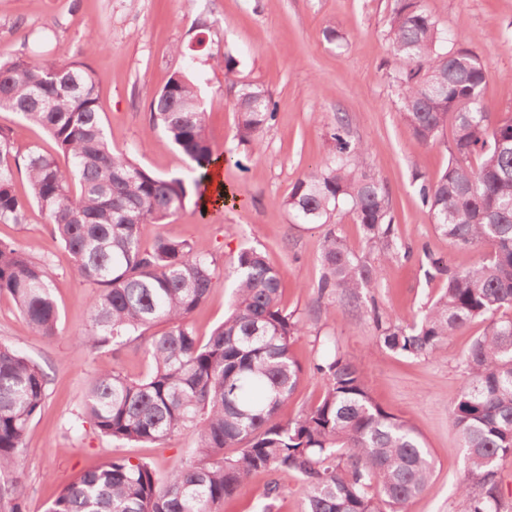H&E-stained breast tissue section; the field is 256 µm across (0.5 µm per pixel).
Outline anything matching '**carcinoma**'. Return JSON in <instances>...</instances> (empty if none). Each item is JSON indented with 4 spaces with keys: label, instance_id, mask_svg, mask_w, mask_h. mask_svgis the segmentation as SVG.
Returning <instances> with one entry per match:
<instances>
[{
    "label": "carcinoma",
    "instance_id": "carcinoma-1",
    "mask_svg": "<svg viewBox=\"0 0 512 512\" xmlns=\"http://www.w3.org/2000/svg\"><path fill=\"white\" fill-rule=\"evenodd\" d=\"M387 38L407 63L395 95L417 140L433 144L453 123L448 166L420 184L422 203L438 234L480 256L459 270L425 254V274L442 282L440 294L407 324L374 315L378 340L398 355L428 357L456 332L485 323L460 357L467 382L450 417L466 448L457 487L466 512H498L495 463L512 455V114L498 115L485 102V67L465 47L472 37L439 28L423 0H396ZM216 64L236 93L238 140L258 151L275 102L264 88L237 79L231 53ZM96 86L83 63L24 54L0 61V110L42 127L69 160L63 168L37 147L22 151L0 127V223H25L35 205L73 256L92 288L78 345L96 353L130 336L145 338L148 375L131 379L99 368L87 384L83 417L117 442L158 447L189 433L195 448L163 484L151 463L113 457L66 484L46 512H216L253 475L281 470L300 476L304 512H406L433 477L430 449L413 424L375 402L360 368L336 345L316 367L326 381L321 401L294 420H277L301 380L291 346L303 325L282 307V276L263 252L238 251L229 272L231 312L202 340L189 317L213 287V261L184 241L160 236L142 244L141 225L164 222L191 199L203 208L215 151L197 79L174 73L150 103L149 131L161 130L191 162L188 179L157 175L112 148ZM347 133L346 116H336L332 156L299 178L283 205L300 224L329 225L319 296L357 303L397 258L398 244L388 191L368 169V148L351 144ZM19 174L29 186L24 195L14 189ZM340 210L379 247L378 263L348 248L332 225ZM0 295L34 334L57 335L49 264L3 239ZM158 324L163 332L145 336ZM47 387L35 361L0 342V499L9 512H25L26 490L15 471Z\"/></svg>",
    "mask_w": 512,
    "mask_h": 512
}]
</instances>
